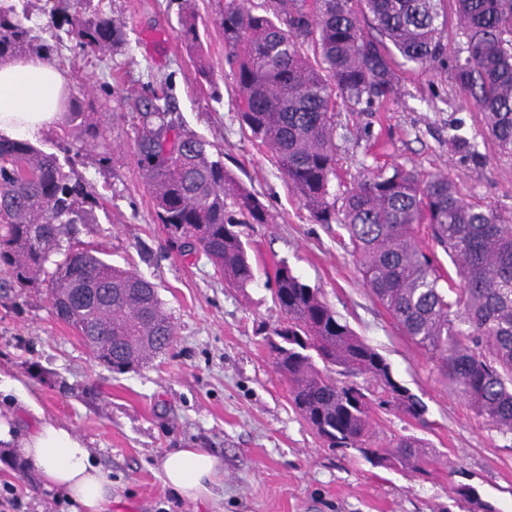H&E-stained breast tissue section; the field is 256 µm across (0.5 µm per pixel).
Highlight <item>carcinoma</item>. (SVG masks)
<instances>
[{
	"instance_id": "obj_1",
	"label": "carcinoma",
	"mask_w": 512,
	"mask_h": 512,
	"mask_svg": "<svg viewBox=\"0 0 512 512\" xmlns=\"http://www.w3.org/2000/svg\"><path fill=\"white\" fill-rule=\"evenodd\" d=\"M17 0H0V59L29 53L54 61V46L26 25ZM466 56L448 60V0H222L225 61L242 132L269 154L318 224L348 237L362 281L414 344L438 363L457 392L499 433L512 436V216L465 200L442 172L401 163L362 166L336 197L335 112H387L399 92L397 68L449 70L471 98L500 153L512 155V0H454ZM47 26L66 32L86 55L122 44L125 26L94 3ZM190 49L200 45L195 11L178 17ZM135 156L159 223L179 247L204 255L232 288L255 279L238 227L268 224L266 206L213 158L207 143L173 116L161 93L138 110ZM54 153L27 139L0 137V272L9 287L45 288L57 319L93 338L98 359L122 373L148 362L175 336L155 285L73 242L96 205L75 174L79 138L100 135V119L79 108ZM448 255L450 274L435 249ZM281 320L266 338L298 414L330 448L365 454L371 393L333 376L339 368L374 379L386 404L413 419L424 405L395 380L387 360L356 336L321 291L275 266ZM400 439L393 454L426 473L417 449Z\"/></svg>"
}]
</instances>
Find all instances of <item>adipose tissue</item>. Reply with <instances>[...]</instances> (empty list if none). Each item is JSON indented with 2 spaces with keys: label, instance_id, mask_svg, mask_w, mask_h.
Listing matches in <instances>:
<instances>
[{
  "label": "adipose tissue",
  "instance_id": "obj_1",
  "mask_svg": "<svg viewBox=\"0 0 512 512\" xmlns=\"http://www.w3.org/2000/svg\"><path fill=\"white\" fill-rule=\"evenodd\" d=\"M65 95V77L54 67L33 58L0 60V136L38 137L62 120ZM0 398L23 405L38 419L24 436L11 421L0 419V444L17 449L34 465L44 487L66 495L73 512H109L112 482L82 439L68 426L44 419L23 383L1 373ZM158 467L165 483L191 501L212 496L223 473L221 460L202 448L168 452Z\"/></svg>",
  "mask_w": 512,
  "mask_h": 512
}]
</instances>
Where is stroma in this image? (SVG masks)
Returning a JSON list of instances; mask_svg holds the SVG:
<instances>
[{
	"label": "stroma",
	"mask_w": 512,
	"mask_h": 512,
	"mask_svg": "<svg viewBox=\"0 0 512 512\" xmlns=\"http://www.w3.org/2000/svg\"><path fill=\"white\" fill-rule=\"evenodd\" d=\"M183 0H102L126 23L127 41L99 56L75 58L63 38L57 53L68 83L66 104L98 113L102 133L79 145L77 171L99 203L77 241L109 263L155 284L176 336L165 354L138 369L112 372L53 312L42 288L0 284V372L28 387L47 419L68 425L112 481L111 512H475L456 497L471 487L497 512H512V436H503L448 386L430 356L404 336L363 284L344 232L318 224L272 161L244 137L224 60L218 0H195L203 52L214 71L202 82L178 37ZM401 96L386 112L336 113L340 181L362 165L406 164L442 171L468 201L512 215V156L500 154L471 99L447 72L400 73ZM165 89L185 126L221 150L226 169L274 216L245 224L241 238L255 269L245 290L225 287L203 256L185 255L155 218L134 145L136 98ZM482 156L454 149L449 123ZM311 287L391 365L394 377L425 405L422 420L375 403L378 455L324 445L294 410L266 338L279 320L268 273L279 260ZM425 443L427 475L403 468L391 450L399 438ZM178 448L221 458L212 496L192 502L165 483L157 460ZM14 489L22 512H71L35 469L0 446V489Z\"/></svg>",
	"instance_id": "1"
}]
</instances>
